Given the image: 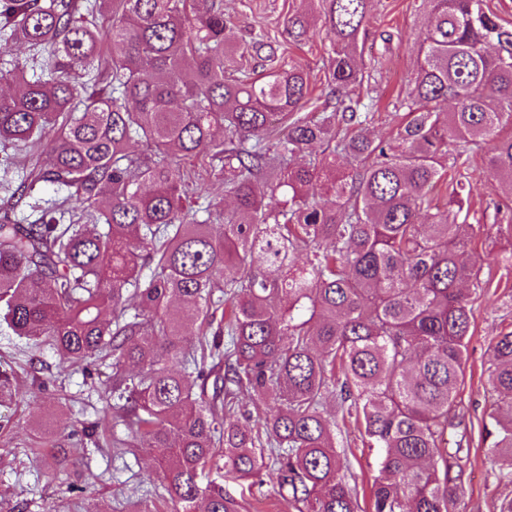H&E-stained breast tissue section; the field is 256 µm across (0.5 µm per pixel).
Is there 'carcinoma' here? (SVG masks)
<instances>
[{
    "mask_svg": "<svg viewBox=\"0 0 512 512\" xmlns=\"http://www.w3.org/2000/svg\"><path fill=\"white\" fill-rule=\"evenodd\" d=\"M110 2L85 0L88 21L75 0H0L9 41L55 47L67 74L0 73L18 86L0 93V143L31 152L56 128L30 177L67 192L31 224L0 216L6 327L64 360L112 357L115 406L175 512H238L199 477H250L259 448L306 512H360L330 396L380 451L372 512H454L473 321L460 285L491 257L459 220L460 168L478 152L506 186L494 221L512 238V27L487 0H424L406 121L385 143L357 92L373 0H307L285 19L292 41L321 28L335 44L331 101L313 118L302 68H234L222 0H120L111 22L96 20ZM105 47L110 92L69 77ZM211 170L229 210L195 197ZM491 357L484 441L511 484L512 331ZM243 395L266 405L251 427L231 420Z\"/></svg>",
    "mask_w": 512,
    "mask_h": 512,
    "instance_id": "obj_1",
    "label": "carcinoma"
}]
</instances>
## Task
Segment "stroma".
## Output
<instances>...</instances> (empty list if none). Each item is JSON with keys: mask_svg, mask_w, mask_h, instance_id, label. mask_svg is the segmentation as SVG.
<instances>
[{"mask_svg": "<svg viewBox=\"0 0 512 512\" xmlns=\"http://www.w3.org/2000/svg\"><path fill=\"white\" fill-rule=\"evenodd\" d=\"M223 4L225 18L243 40L247 67L263 70L271 56L295 63L310 76L313 103L326 99L330 38L319 33L296 46L283 31L285 16L303 9V0H223ZM423 36L421 0H374L362 60L377 70L373 88L379 101L370 126L376 139H393L404 119L395 102L405 90ZM14 67L31 76L56 74L48 54L0 42V70ZM472 165L468 221L481 227L474 245L482 253H510L512 244L496 234L489 219L502 200V188L484 173L481 159H474ZM481 277L484 287L470 292L474 319L459 386L458 411L470 448L456 512H498L501 500L512 497V485L497 482L483 441L491 346L500 333L512 330V263L484 267ZM0 364L12 367L16 390L14 396L0 398V512H129L133 505L140 512H172L170 501L147 489L144 476L154 465L152 456L142 448H118L112 443L113 435H125L126 430L112 408L111 359L64 361L50 349L27 347L1 325ZM91 425L97 426V434L83 436V428ZM336 434L346 460L344 479L356 490L363 512H369L379 451L368 447L363 430L354 423L340 424ZM50 439L63 444L70 467L56 466L54 451L46 446ZM202 479L223 482L240 512H297L271 462H264L249 478L211 470Z\"/></svg>", "mask_w": 512, "mask_h": 512, "instance_id": "1", "label": "stroma"}]
</instances>
